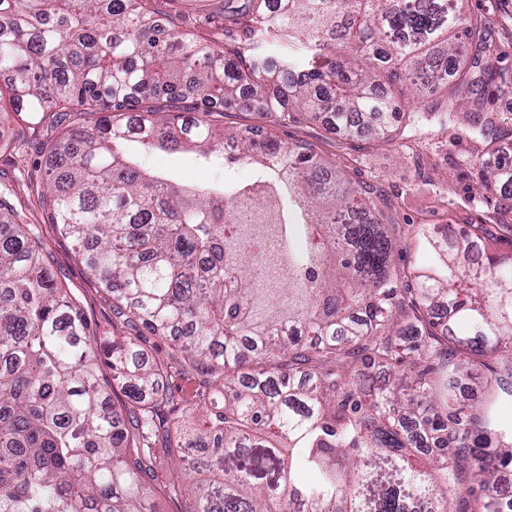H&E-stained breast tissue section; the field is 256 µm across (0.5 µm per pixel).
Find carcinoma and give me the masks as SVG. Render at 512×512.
I'll return each mask as SVG.
<instances>
[{"label":"carcinoma","mask_w":512,"mask_h":512,"mask_svg":"<svg viewBox=\"0 0 512 512\" xmlns=\"http://www.w3.org/2000/svg\"><path fill=\"white\" fill-rule=\"evenodd\" d=\"M220 2L221 44L158 23L148 0H0V112L81 118L44 147L49 222L119 315L203 377L178 397L137 337L100 335L0 195V512H153L162 464L164 491L197 484L182 512H512V253L423 224L426 263L401 269L370 192L310 149L183 116L215 102L351 133L372 115L391 140L399 106L378 87L417 98L414 124L512 86L490 25L464 0ZM186 145L255 177L188 185L146 163ZM499 186L511 229L512 165L481 170L479 188ZM464 373L490 392L468 412ZM176 399L206 419L176 423L162 459L150 436Z\"/></svg>","instance_id":"carcinoma-1"}]
</instances>
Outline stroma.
Instances as JSON below:
<instances>
[{"label":"stroma","mask_w":512,"mask_h":512,"mask_svg":"<svg viewBox=\"0 0 512 512\" xmlns=\"http://www.w3.org/2000/svg\"><path fill=\"white\" fill-rule=\"evenodd\" d=\"M152 8L158 18L176 16L180 31L198 40L219 35L224 23L216 0H152ZM465 10L489 22L494 31L492 62L497 70L512 73V0H465ZM481 94L487 111L500 113L504 119V134L495 142L464 120V112L471 109L466 98L459 100L456 115L447 123H424L392 141L377 137L370 126L351 135L333 133L323 119L296 113L288 123L277 124L260 112L230 110L220 123L243 132L258 128L279 141L306 145L355 185L377 190L378 204L405 245L396 258L402 266L420 258L408 247L419 225L464 228L496 222V197L479 191L477 177L480 169L495 162L512 164V88L495 82L484 86ZM49 131V122L31 125L22 117L0 124V139L11 144L10 149H0V191H7L13 208L27 223L37 226L52 272L99 333L139 336L149 356L165 359L166 341L116 319L111 293L91 275L72 239L49 224L41 204L48 183L42 147ZM158 160L174 167L181 179L190 183L203 184L225 173L202 164L191 152L163 153ZM225 174L242 182L251 180L254 170L237 165Z\"/></svg>","instance_id":"stroma-1"}]
</instances>
